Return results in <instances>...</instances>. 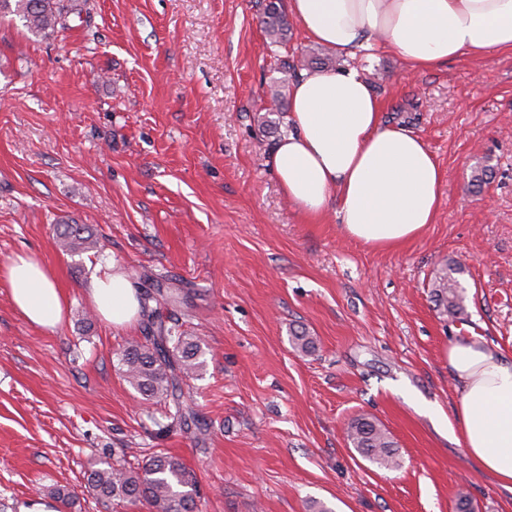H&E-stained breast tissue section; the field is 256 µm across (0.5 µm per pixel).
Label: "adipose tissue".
<instances>
[{"label": "adipose tissue", "mask_w": 512, "mask_h": 512, "mask_svg": "<svg viewBox=\"0 0 512 512\" xmlns=\"http://www.w3.org/2000/svg\"><path fill=\"white\" fill-rule=\"evenodd\" d=\"M305 35L344 56L384 46L411 69H433L469 55L512 53V0H289ZM292 130L271 156L284 195L319 219L337 206L340 230L368 247L391 250L434 223L445 176L417 135L384 125L377 97L353 68L304 73L289 101ZM11 300L31 323L55 329L66 300L33 253L0 266ZM89 299L115 329L140 314V290L120 272L94 278ZM460 391L454 420L470 464L512 491V360L479 336L448 347Z\"/></svg>", "instance_id": "1"}]
</instances>
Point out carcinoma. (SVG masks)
Returning <instances> with one entry per match:
<instances>
[{"label":"carcinoma","mask_w":512,"mask_h":512,"mask_svg":"<svg viewBox=\"0 0 512 512\" xmlns=\"http://www.w3.org/2000/svg\"><path fill=\"white\" fill-rule=\"evenodd\" d=\"M75 0H0V10L19 16L29 31L36 35L64 33L70 29L69 17ZM262 22L274 43L288 41V22L283 0H268ZM312 69H337L340 59L331 55H316L307 60ZM289 64L283 62L284 78L270 86V107L257 116L264 127L272 126L270 115L284 111L286 91L289 90ZM57 241L64 251L82 254L97 247V240L82 224L57 226ZM462 267L447 262L437 271L431 284V297L442 317L455 320L464 313L463 287L457 275ZM189 291L183 288H164L158 284L142 298L146 317L144 341L132 343L118 354V362L126 381L145 400H164L169 403L166 429L177 427L185 432L201 431L197 413L183 400L182 383L198 375L204 367L203 351L198 339L185 335L179 318L163 317L162 310L187 302ZM293 349L308 353L314 341L308 331L298 327L291 331ZM349 445L366 461L387 470L402 467V460L393 438L375 420L360 417L347 427ZM192 480L183 465L159 451L135 468H95L88 477V491L107 500L135 504L146 502L152 512H194L195 501L187 488Z\"/></svg>","instance_id":"carcinoma-1"}]
</instances>
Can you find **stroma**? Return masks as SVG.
<instances>
[{
    "mask_svg": "<svg viewBox=\"0 0 512 512\" xmlns=\"http://www.w3.org/2000/svg\"><path fill=\"white\" fill-rule=\"evenodd\" d=\"M266 0H87L65 35L0 17V265L37 254L67 316L29 323L0 280V512L56 487L68 512H150L86 484L100 462L154 451L193 477L195 512H512V491L476 471L448 431L459 397L448 345L481 336L512 354V55L460 57L413 71L391 51L344 58L387 125L420 136L445 174L437 218L381 251L346 238L334 210L305 222L271 154L291 129L259 126L279 61L320 51L297 19L288 42L260 23ZM490 183L471 188L473 172ZM96 249L72 255L59 222ZM462 263L465 313L441 319L429 283ZM119 268L186 282L180 318L206 365L183 390L202 430L167 429L117 359L142 340L85 323L94 276ZM305 327L312 354L295 352ZM377 420L403 459L384 470L349 448L347 422ZM56 238L64 251L74 255L97 248V240L83 224H58Z\"/></svg>",
    "mask_w": 512,
    "mask_h": 512,
    "instance_id": "1",
    "label": "stroma"
}]
</instances>
